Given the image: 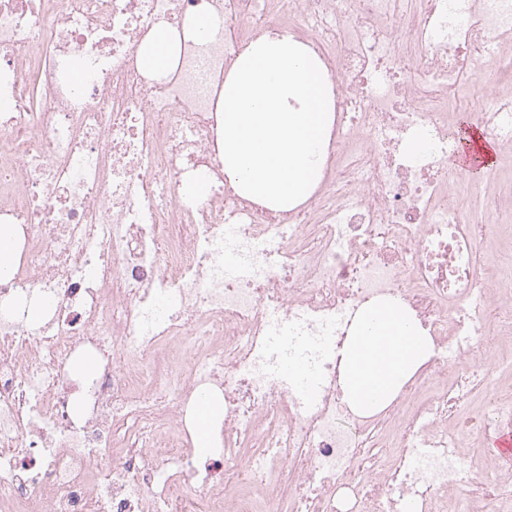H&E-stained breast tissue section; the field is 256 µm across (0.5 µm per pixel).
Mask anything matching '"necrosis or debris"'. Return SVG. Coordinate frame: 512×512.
Here are the masks:
<instances>
[{"instance_id":"obj_1","label":"necrosis or debris","mask_w":512,"mask_h":512,"mask_svg":"<svg viewBox=\"0 0 512 512\" xmlns=\"http://www.w3.org/2000/svg\"><path fill=\"white\" fill-rule=\"evenodd\" d=\"M161 26L177 46L156 75L139 55ZM268 31L332 95L322 178L286 211L222 161L224 73ZM464 118L512 160V0H0V224L21 249L0 276V512H512V464L462 450L512 428V260L480 251L512 243V172L473 202L450 167ZM379 303L430 355L366 413L344 355ZM204 397L223 412L203 453Z\"/></svg>"}]
</instances>
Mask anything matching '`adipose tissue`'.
I'll return each mask as SVG.
<instances>
[{"label":"adipose tissue","instance_id":"1","mask_svg":"<svg viewBox=\"0 0 512 512\" xmlns=\"http://www.w3.org/2000/svg\"><path fill=\"white\" fill-rule=\"evenodd\" d=\"M428 354L427 340L402 312L387 306L366 312L346 360L347 398L363 410L389 403Z\"/></svg>","mask_w":512,"mask_h":512}]
</instances>
